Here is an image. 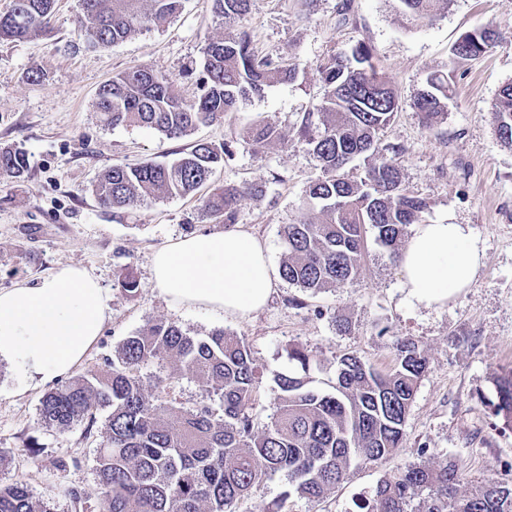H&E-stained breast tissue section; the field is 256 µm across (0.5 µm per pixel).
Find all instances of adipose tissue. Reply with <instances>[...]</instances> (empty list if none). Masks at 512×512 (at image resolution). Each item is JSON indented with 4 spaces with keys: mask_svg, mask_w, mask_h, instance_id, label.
<instances>
[{
    "mask_svg": "<svg viewBox=\"0 0 512 512\" xmlns=\"http://www.w3.org/2000/svg\"><path fill=\"white\" fill-rule=\"evenodd\" d=\"M484 249L466 224L424 223L399 258L407 302L431 308L469 288ZM152 282L169 300L245 318L260 311L275 275L260 239L241 230L186 236L156 250ZM107 318V299L83 268L64 266L36 286L0 290V357L44 384L86 357Z\"/></svg>",
    "mask_w": 512,
    "mask_h": 512,
    "instance_id": "adipose-tissue-1",
    "label": "adipose tissue"
}]
</instances>
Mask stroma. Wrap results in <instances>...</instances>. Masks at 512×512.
I'll use <instances>...</instances> for the list:
<instances>
[{
  "mask_svg": "<svg viewBox=\"0 0 512 512\" xmlns=\"http://www.w3.org/2000/svg\"><path fill=\"white\" fill-rule=\"evenodd\" d=\"M80 12V0H56L47 33L0 41V146L21 148L30 160L24 179L0 178V290L36 284L66 265L95 277L109 316L79 365L83 371L103 368L122 338L158 321L199 337L218 328L244 336L264 374L261 424L275 409L273 376L289 369L291 348L315 355L314 376L324 382L342 354L386 371L397 339L416 342L429 368L411 404L403 447L382 463L354 469L321 501L292 497L289 512H352L380 480L414 464L456 461L473 484L512 477L506 469L512 430L493 413L497 376L512 367V148L501 143L492 117L501 88L512 83V0H445L430 21L405 20L395 0H252L241 28L260 57L296 65L295 79L249 96L226 118L180 139L104 124L96 94L116 74L138 68L169 76L182 100H194L203 48L225 33L213 0H183L176 16L110 47L88 45ZM484 26L496 30V47L474 61L453 60L454 42ZM360 42L371 47L401 102L380 143L400 167L404 186L426 201L424 221L470 225L482 243L484 265L471 287L443 307H412L397 263L373 244L353 282L313 295L282 281L267 305L245 318L171 302L151 282L155 250L187 236L188 225L200 234H221L224 226L201 213L194 195L148 201L114 220L92 193L99 175L116 163L172 160L200 139L231 144L232 155L212 182L261 187L258 196L237 201L235 227L255 233L279 267L281 227L309 215L305 193L319 174L298 135L325 93L319 67ZM34 68L45 72L37 84L27 79ZM444 68L453 74L447 112L427 128L408 102L430 72ZM259 121L274 122L281 141L255 149L244 131ZM124 267L140 282L137 296L115 280ZM338 315L349 321L348 330L337 329ZM45 391L0 359V451L16 458L0 482L26 483L36 498L53 499L57 512H72L68 487L99 503L98 437L80 426L63 432L42 424ZM31 441L40 449L34 457L23 453ZM62 459L70 463L64 472L55 467Z\"/></svg>",
  "mask_w": 512,
  "mask_h": 512,
  "instance_id": "obj_1",
  "label": "stroma"
}]
</instances>
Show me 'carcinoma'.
Instances as JSON below:
<instances>
[{"mask_svg": "<svg viewBox=\"0 0 512 512\" xmlns=\"http://www.w3.org/2000/svg\"><path fill=\"white\" fill-rule=\"evenodd\" d=\"M55 0H13L0 15V40H20L49 27ZM181 0H81V27L92 45H116L143 26L160 22ZM251 0H214L224 17V38L208 42L200 94L190 103L174 92L173 80L146 69L120 73L103 84L95 107L111 126L155 129L170 139L222 119L248 95L291 81L297 67L255 55L250 36L235 29ZM410 19H432L443 0H398ZM496 45L484 27L462 35L451 47L456 59H477ZM327 92L317 107L321 128L306 138L321 175L306 196L315 217L284 224L285 251L279 275L313 294L340 288L360 275L368 249L367 233L393 260L410 224L421 223L425 201L409 193L393 159L379 148V134L393 121L399 100L373 62L371 47L360 42L350 54H337L320 66ZM451 76L434 72L427 89L410 107L430 125L447 107ZM493 119L500 140L512 147V84L503 87ZM249 138L258 147L281 140L278 127L262 122ZM232 155L229 144L198 140L190 150L165 163H117L92 192L112 211L147 200L187 196L211 181ZM371 159L361 177L341 170L354 158ZM30 161L17 147H0V176L23 179ZM256 188L216 186L202 198L204 215L229 226L233 204L255 195ZM117 284L129 296L139 281L123 268ZM296 368L275 375L277 403L270 422L256 427L254 410L262 378L246 338L227 329L204 337L157 322L124 337L102 369H90L46 392L39 400L42 422L60 431L86 424L92 431L99 409L109 414L99 430L96 476L102 512H238L251 489L280 473L286 490L266 512H288L296 495L319 499L346 482L353 469L378 464L402 447L405 423L428 359L417 343L401 338L394 365L381 372L353 353L336 358L330 389L314 385L311 355L288 353ZM156 360L169 366V382L152 394L144 388L142 367ZM188 375L199 397L190 409L178 408L170 390ZM494 415L512 425V368L497 377ZM465 474L454 462L430 468L411 466L386 478L371 497L355 502V512H512V481L465 487ZM75 512H95L76 488L65 490ZM0 512H56L50 500L34 499L27 484L0 482Z\"/></svg>", "mask_w": 512, "mask_h": 512, "instance_id": "carcinoma-1", "label": "carcinoma"}]
</instances>
